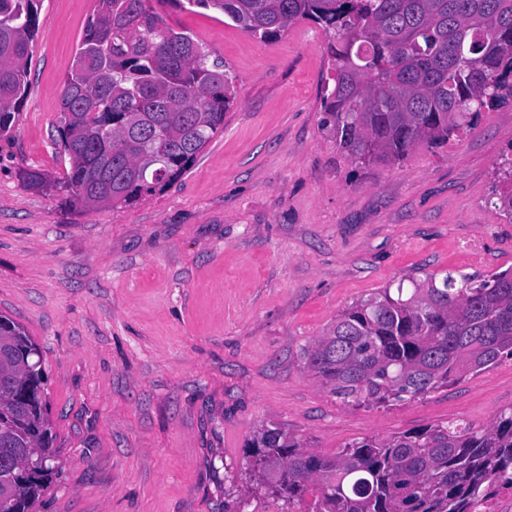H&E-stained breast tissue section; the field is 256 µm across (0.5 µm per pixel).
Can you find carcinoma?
Here are the masks:
<instances>
[{
	"instance_id": "obj_1",
	"label": "carcinoma",
	"mask_w": 512,
	"mask_h": 512,
	"mask_svg": "<svg viewBox=\"0 0 512 512\" xmlns=\"http://www.w3.org/2000/svg\"><path fill=\"white\" fill-rule=\"evenodd\" d=\"M40 0H0V137L27 95ZM276 40L299 20L333 33L321 131L355 166L399 165L447 145L512 99V0H171ZM61 88L54 144L66 199L136 203L178 180L224 131L236 90L223 62L153 0H95ZM495 208L512 216V156ZM39 351L0 315V512H36L54 466ZM344 403L422 399L512 360V269L426 275L348 306L306 351ZM255 489L306 512H479L512 491V408L475 429L441 422L365 436L322 457L278 429L248 445Z\"/></svg>"
}]
</instances>
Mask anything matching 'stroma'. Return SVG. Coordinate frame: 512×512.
Returning <instances> with one entry per match:
<instances>
[{
	"label": "stroma",
	"instance_id": "35a3bbf8",
	"mask_svg": "<svg viewBox=\"0 0 512 512\" xmlns=\"http://www.w3.org/2000/svg\"><path fill=\"white\" fill-rule=\"evenodd\" d=\"M94 0H41L29 87L0 138V314L38 345L58 468L38 512H288L251 496L247 444L276 428L332 457L367 435L487 427L512 360L425 399L341 402L305 352L354 301L411 276L512 267L490 204L512 102L402 165L353 169L321 131L327 36L263 41L222 13L158 12L235 78L224 131L165 190L122 209L68 202L52 138ZM39 169L48 186L25 188Z\"/></svg>",
	"mask_w": 512,
	"mask_h": 512
}]
</instances>
